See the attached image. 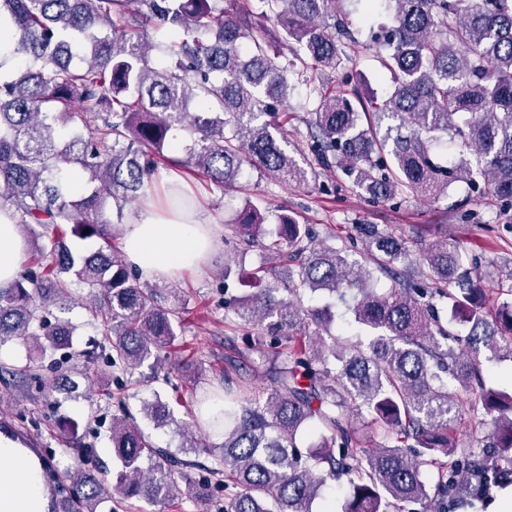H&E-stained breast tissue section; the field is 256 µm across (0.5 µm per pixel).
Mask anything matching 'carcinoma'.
Here are the masks:
<instances>
[{"mask_svg": "<svg viewBox=\"0 0 512 512\" xmlns=\"http://www.w3.org/2000/svg\"><path fill=\"white\" fill-rule=\"evenodd\" d=\"M336 2L0 0L22 68L0 75V209L38 240L0 288V347L16 349L1 376L45 394L75 386L67 373L43 380L35 363L68 347L71 324L45 315L74 303L81 286L113 372L148 361L160 369L183 308L140 282L111 240L161 164L222 191L248 170L301 184L315 166L337 164L373 203L438 200L480 178L512 205V0H384L392 25L370 39L391 92L378 102L356 87L319 86L309 155L299 159L274 104L351 60L347 25L329 23ZM151 24L170 39L151 40ZM285 44L303 52L301 67L283 59ZM69 123L81 131L65 141ZM440 133L455 147L447 158L432 151ZM274 218L265 231L266 216L248 205L235 234L248 247L267 236L262 248L288 276L267 269L277 284L225 307L254 350L273 339L262 361L267 384L252 390L244 354L225 358L224 389L198 404L224 402L208 422L224 441L213 445L188 424L181 448L211 459L206 474L156 447L124 410L112 417V478L99 465L65 471L71 512L179 498L195 512H312L342 479V512H462L489 489L512 486V392L483 376V361L512 358V271L487 288L456 242L439 238L414 259L376 224L356 225L371 263L362 266L296 216ZM70 238L103 245L77 254ZM377 273L392 282L383 292L369 286ZM308 295L335 299L347 325L334 329L329 303L304 306ZM354 329L369 342L348 339ZM142 413L159 426L168 417L158 398ZM463 421L484 430L478 447H457ZM307 432L318 442L302 452Z\"/></svg>", "mask_w": 512, "mask_h": 512, "instance_id": "cac0c4a2", "label": "carcinoma"}]
</instances>
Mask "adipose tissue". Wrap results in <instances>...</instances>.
I'll return each mask as SVG.
<instances>
[{
	"label": "adipose tissue",
	"mask_w": 512,
	"mask_h": 512,
	"mask_svg": "<svg viewBox=\"0 0 512 512\" xmlns=\"http://www.w3.org/2000/svg\"><path fill=\"white\" fill-rule=\"evenodd\" d=\"M215 230L198 205L146 202L125 225L123 255L147 279L172 278L202 265ZM26 258V244L11 211L0 210V287L11 283ZM0 512H50L44 464L11 435L0 433Z\"/></svg>",
	"instance_id": "1"
}]
</instances>
